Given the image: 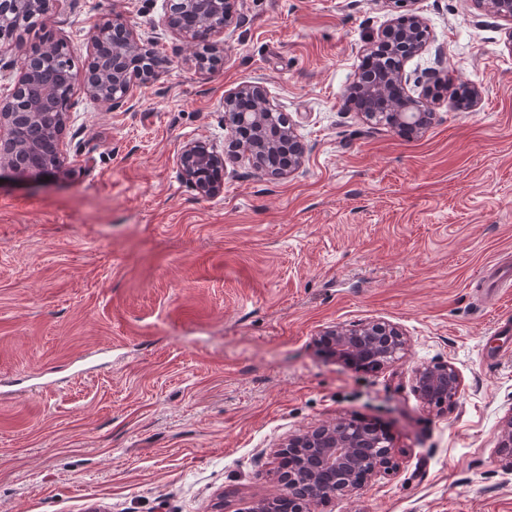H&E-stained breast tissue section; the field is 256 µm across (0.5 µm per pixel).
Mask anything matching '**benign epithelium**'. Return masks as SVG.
I'll return each mask as SVG.
<instances>
[{"instance_id": "1", "label": "benign epithelium", "mask_w": 512, "mask_h": 512, "mask_svg": "<svg viewBox=\"0 0 512 512\" xmlns=\"http://www.w3.org/2000/svg\"><path fill=\"white\" fill-rule=\"evenodd\" d=\"M45 0H0V18L31 16L41 13ZM484 8L498 18L512 21V0H484ZM234 21V0H169L166 24L172 33L191 44L208 34L221 33ZM404 29L390 43H373L366 52L383 48L395 59L394 71L385 79L362 73L349 89V102L362 98L377 108L368 112L370 118H380L400 126L411 135L421 133L434 119L435 112L423 105L402 87V66L405 60L422 53L427 40L421 32L427 22L411 13L404 19ZM120 44L107 58L103 68L91 73L76 72L64 81L54 79L45 69L52 55L47 49L37 58L25 60L12 80L11 100L0 103V180L4 178H40L53 175L74 164L65 131L69 110L57 114L54 123H43L44 105L54 96L72 105L76 93L109 103L117 110L126 106L134 89L149 81L161 60L153 52L154 40L128 27L124 18L114 15L106 19L92 35L90 55L99 56L105 36ZM224 122L238 128L249 125L253 138L237 145L241 156L255 166L263 165L266 156L281 147L288 151V167L276 173L281 178L300 168L303 146L296 139L294 127L287 124L276 138H271L269 122L279 116L268 98L264 85L252 82L224 94ZM182 176L201 196H216L224 192V181L216 176L210 181L199 180V169L207 167L217 172L224 165L223 154L194 141L183 145L177 154ZM321 350L346 364L371 363L377 367L399 361L408 339L394 324L373 321L357 329L336 326L316 340ZM414 391L428 404L451 405L456 402L461 377L447 363H422L411 372ZM363 437L352 434L349 422L338 420L306 433L288 438L277 454L294 457L288 464L286 479L297 493L288 505L290 512H308V488L318 480L330 479L324 497L350 494L361 482L381 468L394 465L392 448L381 436V428L365 424ZM277 499L250 501L239 512H277Z\"/></svg>"}]
</instances>
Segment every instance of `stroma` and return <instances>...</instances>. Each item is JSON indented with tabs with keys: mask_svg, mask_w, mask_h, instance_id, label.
Segmentation results:
<instances>
[{
	"mask_svg": "<svg viewBox=\"0 0 512 512\" xmlns=\"http://www.w3.org/2000/svg\"><path fill=\"white\" fill-rule=\"evenodd\" d=\"M213 68L167 33L164 0H71L0 49L16 73L43 39L85 68L99 23L158 32L163 64L129 110L79 94L73 174L0 182V512H238L284 493L275 450L339 419L382 425L396 466L311 512H512V22L476 0H410L431 48L404 68L434 109L418 135L348 104L390 0H236ZM448 73L427 77L435 49ZM262 82L301 168L273 179L226 151L224 94ZM481 93L471 110L457 95ZM223 148L224 191L197 194L180 147ZM399 326L404 357L357 369L316 336ZM450 363L454 406L411 370Z\"/></svg>",
	"mask_w": 512,
	"mask_h": 512,
	"instance_id": "obj_1",
	"label": "stroma"
}]
</instances>
